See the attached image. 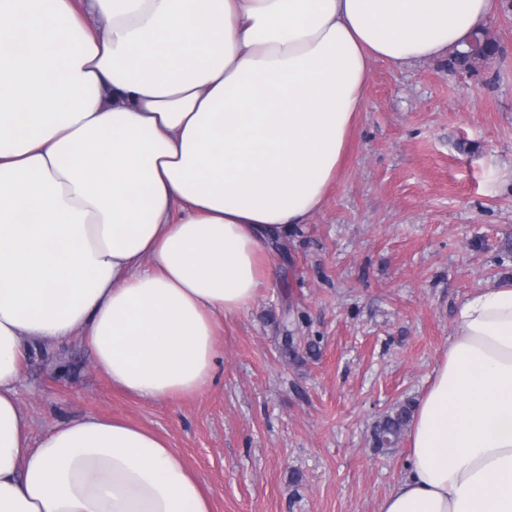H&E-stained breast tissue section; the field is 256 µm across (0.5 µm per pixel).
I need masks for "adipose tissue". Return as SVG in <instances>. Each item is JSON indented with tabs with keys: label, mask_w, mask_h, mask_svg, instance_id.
<instances>
[{
	"label": "adipose tissue",
	"mask_w": 512,
	"mask_h": 512,
	"mask_svg": "<svg viewBox=\"0 0 512 512\" xmlns=\"http://www.w3.org/2000/svg\"><path fill=\"white\" fill-rule=\"evenodd\" d=\"M497 0H0V512H213L168 441L33 437L32 341L113 388L202 393L217 320L324 205L372 62L465 49ZM380 512H512V281L470 294Z\"/></svg>",
	"instance_id": "adipose-tissue-1"
}]
</instances>
